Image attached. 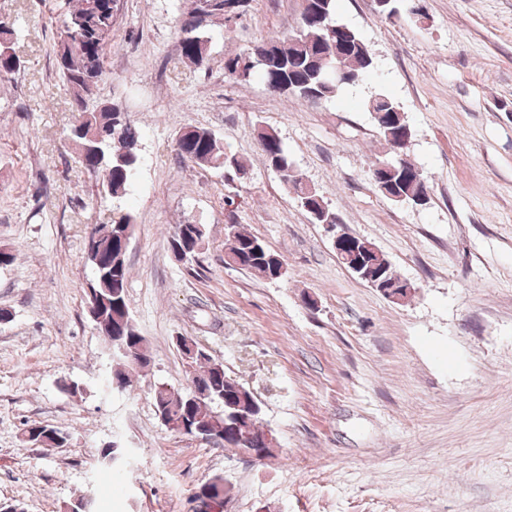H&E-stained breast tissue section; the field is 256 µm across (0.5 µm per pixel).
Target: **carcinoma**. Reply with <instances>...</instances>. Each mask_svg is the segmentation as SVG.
Here are the masks:
<instances>
[{"mask_svg":"<svg viewBox=\"0 0 512 512\" xmlns=\"http://www.w3.org/2000/svg\"><path fill=\"white\" fill-rule=\"evenodd\" d=\"M226 0H212L210 8L198 16L199 7L189 12L178 31V43L184 61L206 67L210 61L209 37L206 28L225 24ZM67 9L56 21L55 62L64 90L71 98L75 120L67 137L75 146L78 162L100 181L102 188L115 199L122 198L135 175L138 163L139 133L133 121L118 115L119 107L97 97L98 84L106 74V59L112 48V38L119 18L116 0H66ZM325 14L322 19L302 23L286 38H269L257 41L248 51L224 58V76L235 82H248L259 76L275 94L292 95L298 99L319 102L336 95L342 84H352L373 68V58L359 34L351 29L342 43L328 25L335 22V0H323ZM369 111L376 115L375 122L390 156L395 159L400 140L411 136V129L397 103L378 95L368 103ZM258 139L267 166L280 180L293 188L297 171L288 161L282 141L272 129L262 128ZM99 142V158L84 153L86 145ZM178 154L201 168H224L233 165L239 172L248 174L246 160L223 152L215 134L203 127L188 126L176 138ZM393 195H403L410 200L428 192L425 180L406 181L402 171L390 175ZM300 207L315 224L328 221L332 208L319 193L313 194V204L295 196ZM131 217L126 215L109 225L97 227V249L86 254L93 273V287L100 296L112 300V307L103 312L97 327L110 342L121 340L126 354L112 368V377L124 384L131 383L132 371L150 364L149 346L141 336L129 311L127 284L129 269L121 239L125 236ZM204 240L201 224L182 222L175 225L169 240L175 245L188 246V258H193L196 240ZM226 256L239 260V268L269 280L273 268L282 261L257 236L234 225V232L226 241ZM189 381L184 390L161 385L155 389L154 404L163 425L181 423L192 434V428H214L237 421L242 408L256 402L253 394L234 384V380L221 370L223 364L202 351L201 356L185 363ZM261 413L255 412L246 425L249 448L265 447V432L260 425ZM30 443L57 448L68 442L69 435L56 427L34 425L27 428Z\"/></svg>","mask_w":512,"mask_h":512,"instance_id":"carcinoma-1","label":"carcinoma"}]
</instances>
